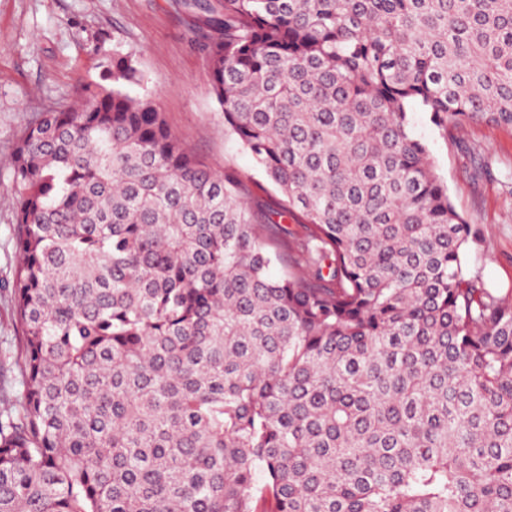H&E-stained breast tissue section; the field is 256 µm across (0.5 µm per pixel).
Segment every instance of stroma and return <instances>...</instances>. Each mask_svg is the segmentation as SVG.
I'll return each mask as SVG.
<instances>
[{"instance_id": "35a3bbf8", "label": "stroma", "mask_w": 512, "mask_h": 512, "mask_svg": "<svg viewBox=\"0 0 512 512\" xmlns=\"http://www.w3.org/2000/svg\"><path fill=\"white\" fill-rule=\"evenodd\" d=\"M208 33L205 14L182 0H0V363L12 366L13 394L22 385L14 367L16 209L6 161L24 126L99 81L91 46L103 36L136 53L146 90L190 151L215 170L257 175L250 156L224 136L202 50ZM410 118L455 209L478 231L466 249L468 272L496 295L512 297V129L476 123L449 130L421 111Z\"/></svg>"}]
</instances>
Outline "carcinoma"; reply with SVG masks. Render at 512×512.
<instances>
[{"label": "carcinoma", "mask_w": 512, "mask_h": 512, "mask_svg": "<svg viewBox=\"0 0 512 512\" xmlns=\"http://www.w3.org/2000/svg\"><path fill=\"white\" fill-rule=\"evenodd\" d=\"M185 4L265 183L103 37L104 83L26 125L0 512H512V299L410 119L512 128V0Z\"/></svg>", "instance_id": "cac0c4a2"}]
</instances>
